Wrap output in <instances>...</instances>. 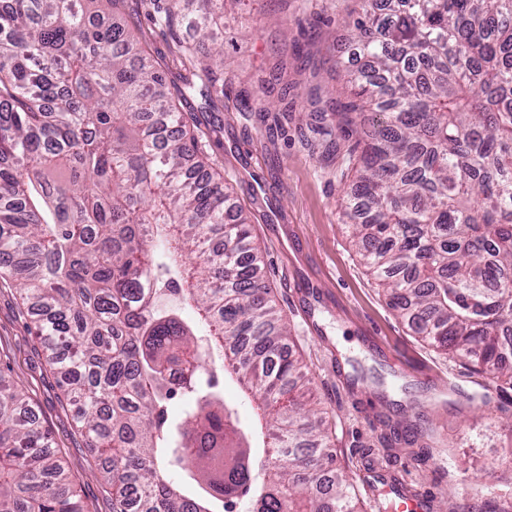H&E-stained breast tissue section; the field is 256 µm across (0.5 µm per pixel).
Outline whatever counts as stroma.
Wrapping results in <instances>:
<instances>
[{
  "mask_svg": "<svg viewBox=\"0 0 512 512\" xmlns=\"http://www.w3.org/2000/svg\"><path fill=\"white\" fill-rule=\"evenodd\" d=\"M152 9L140 0L134 34L175 90L186 67L176 38L148 19ZM359 10L360 0H247L226 12L224 108L204 112L191 98L185 120L253 225L264 278L328 410L330 453L362 512H380L397 489L420 495L427 512L447 495L474 512H512V386L419 341L389 306L345 229L340 198L354 141L328 148L298 118L344 94L339 65L363 66L344 28ZM285 54L283 78L272 80ZM256 98L276 112L248 111ZM29 326L17 287L0 279V368L52 432L85 512H112L98 454Z\"/></svg>",
  "mask_w": 512,
  "mask_h": 512,
  "instance_id": "stroma-1",
  "label": "stroma"
}]
</instances>
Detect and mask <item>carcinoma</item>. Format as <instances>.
I'll use <instances>...</instances> for the list:
<instances>
[{
    "mask_svg": "<svg viewBox=\"0 0 512 512\" xmlns=\"http://www.w3.org/2000/svg\"><path fill=\"white\" fill-rule=\"evenodd\" d=\"M224 2L168 0L154 16L189 31L184 85L210 112ZM363 2L346 28L370 70L345 74L339 120L319 127L332 145L356 138L352 237L421 341L512 386V0ZM128 10L0 6V277L37 308L112 512H356L251 225L226 215L187 95ZM189 353L194 374L175 376ZM220 373L253 422L224 402ZM52 443L0 372V512H84ZM226 466L240 480L218 492Z\"/></svg>",
    "mask_w": 512,
    "mask_h": 512,
    "instance_id": "carcinoma-1",
    "label": "carcinoma"
}]
</instances>
